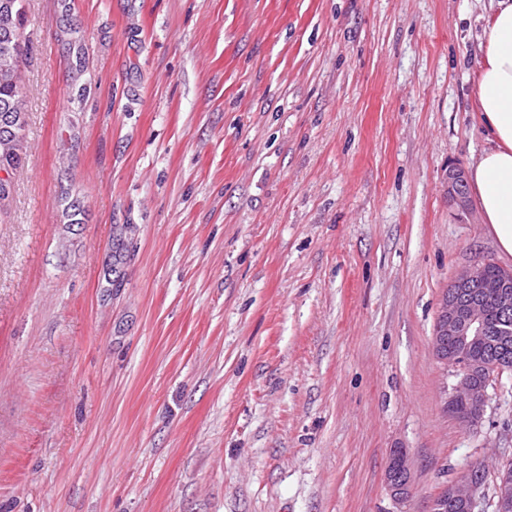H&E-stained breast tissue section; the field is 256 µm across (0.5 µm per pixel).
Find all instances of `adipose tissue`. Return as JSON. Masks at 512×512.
I'll return each mask as SVG.
<instances>
[{"instance_id": "1", "label": "adipose tissue", "mask_w": 512, "mask_h": 512, "mask_svg": "<svg viewBox=\"0 0 512 512\" xmlns=\"http://www.w3.org/2000/svg\"><path fill=\"white\" fill-rule=\"evenodd\" d=\"M476 97L491 146L469 184L499 251L512 257V0H491L480 36Z\"/></svg>"}]
</instances>
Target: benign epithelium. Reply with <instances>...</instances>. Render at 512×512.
Returning a JSON list of instances; mask_svg holds the SVG:
<instances>
[{
    "label": "benign epithelium",
    "mask_w": 512,
    "mask_h": 512,
    "mask_svg": "<svg viewBox=\"0 0 512 512\" xmlns=\"http://www.w3.org/2000/svg\"><path fill=\"white\" fill-rule=\"evenodd\" d=\"M467 186L463 168H448V203L464 213L469 210ZM482 288L496 289V304L502 313L512 310V277L492 282L487 276V261L475 260L449 284L441 301L432 340L438 361L451 366L458 378L445 407L460 423L469 427L482 419L490 400L489 390L496 389L507 373L501 367L497 377L487 376L490 364L475 355V350L491 335L485 302L480 294ZM412 482L406 450L392 449L384 471V485L396 505L401 507L407 502ZM494 487V512H512V472L507 469L498 472ZM485 498L486 485L466 472L435 495L431 512H444L445 504L450 501L464 512H483Z\"/></svg>",
    "instance_id": "benign-epithelium-1"
}]
</instances>
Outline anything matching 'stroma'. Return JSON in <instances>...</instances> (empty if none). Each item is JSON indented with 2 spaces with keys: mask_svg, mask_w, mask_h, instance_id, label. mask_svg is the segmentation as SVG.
Segmentation results:
<instances>
[{
  "mask_svg": "<svg viewBox=\"0 0 512 512\" xmlns=\"http://www.w3.org/2000/svg\"><path fill=\"white\" fill-rule=\"evenodd\" d=\"M0 512H407L512 456L432 338L476 258L489 0H23ZM468 182L466 172L461 167H450L448 169V203L460 212H468L469 197L467 190ZM412 482L413 475L406 450L392 449L384 471V485L391 499L400 508L410 496Z\"/></svg>",
  "mask_w": 512,
  "mask_h": 512,
  "instance_id": "stroma-1",
  "label": "stroma"
}]
</instances>
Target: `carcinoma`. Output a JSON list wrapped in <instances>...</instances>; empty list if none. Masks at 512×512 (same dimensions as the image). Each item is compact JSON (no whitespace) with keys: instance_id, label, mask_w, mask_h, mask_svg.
<instances>
[{"instance_id":"obj_1","label":"carcinoma","mask_w":512,"mask_h":512,"mask_svg":"<svg viewBox=\"0 0 512 512\" xmlns=\"http://www.w3.org/2000/svg\"><path fill=\"white\" fill-rule=\"evenodd\" d=\"M22 0H0V115L11 118L0 130V167L16 169L19 162L18 147L24 127L22 99L19 92L21 65L26 57L22 39ZM479 354L512 366V343L497 344V337H489Z\"/></svg>"}]
</instances>
